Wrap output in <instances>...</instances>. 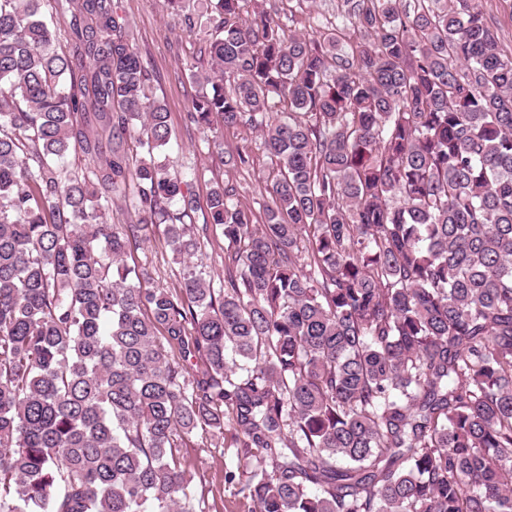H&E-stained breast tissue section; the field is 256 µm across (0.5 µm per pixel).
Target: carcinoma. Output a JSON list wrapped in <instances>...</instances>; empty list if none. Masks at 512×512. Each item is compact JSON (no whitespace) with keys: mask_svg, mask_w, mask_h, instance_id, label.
Listing matches in <instances>:
<instances>
[{"mask_svg":"<svg viewBox=\"0 0 512 512\" xmlns=\"http://www.w3.org/2000/svg\"><path fill=\"white\" fill-rule=\"evenodd\" d=\"M288 2L206 0L192 116L275 165L260 219L208 193L217 294L121 0H0V512H203V427L255 512H512V52L483 0ZM203 224H192L193 232L199 238L201 249L192 259L202 264L209 275L212 288L216 292L224 290V236L219 226L208 225L207 231L202 233ZM125 259L128 265L145 268L151 274V286L171 290L181 287L183 264L159 231L154 229L147 236L131 241Z\"/></svg>","mask_w":512,"mask_h":512,"instance_id":"obj_1","label":"carcinoma"}]
</instances>
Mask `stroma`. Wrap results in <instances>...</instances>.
Instances as JSON below:
<instances>
[{
  "label": "stroma",
  "instance_id": "stroma-1",
  "mask_svg": "<svg viewBox=\"0 0 512 512\" xmlns=\"http://www.w3.org/2000/svg\"><path fill=\"white\" fill-rule=\"evenodd\" d=\"M122 9L131 21L136 46L153 69L152 90L163 99L170 114L172 139L166 150L170 164L180 171H195L192 193L198 204H205L207 193L214 182L225 180L221 154L240 142H248L254 166L245 173L236 174L240 199L252 208H259L271 169V161L261 147L258 133L247 139L224 131L205 133L199 130L190 116L191 98L202 87L195 83L194 70H208V56L203 50L208 35L199 28H187L180 20L165 11L163 0H121ZM201 248L194 257L209 275L215 290L224 287V236L220 227L194 225ZM128 265L146 269L152 285L180 288L183 265L173 255L159 231L130 242L127 248ZM180 457L187 468L195 471L202 481L206 512H249L250 506L234 494L224 482L226 469L236 464V450L223 439L200 431L187 447L181 448Z\"/></svg>",
  "mask_w": 512,
  "mask_h": 512
}]
</instances>
